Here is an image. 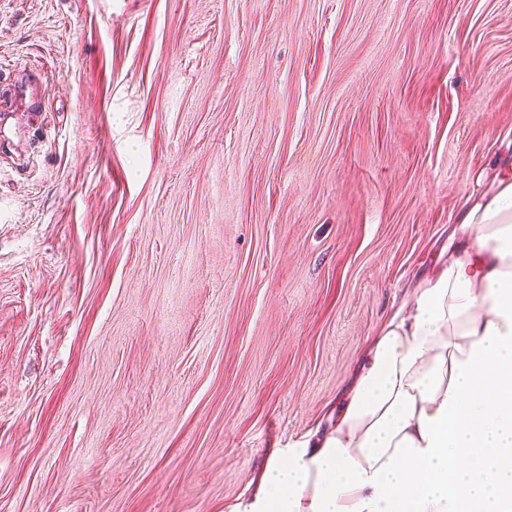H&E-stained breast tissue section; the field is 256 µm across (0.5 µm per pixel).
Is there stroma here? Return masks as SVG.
I'll return each instance as SVG.
<instances>
[{"label": "stroma", "mask_w": 512, "mask_h": 512, "mask_svg": "<svg viewBox=\"0 0 512 512\" xmlns=\"http://www.w3.org/2000/svg\"><path fill=\"white\" fill-rule=\"evenodd\" d=\"M0 512H246L512 171V0H0Z\"/></svg>", "instance_id": "obj_1"}]
</instances>
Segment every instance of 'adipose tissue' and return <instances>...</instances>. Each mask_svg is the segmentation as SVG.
Listing matches in <instances>:
<instances>
[{
    "instance_id": "1",
    "label": "adipose tissue",
    "mask_w": 512,
    "mask_h": 512,
    "mask_svg": "<svg viewBox=\"0 0 512 512\" xmlns=\"http://www.w3.org/2000/svg\"><path fill=\"white\" fill-rule=\"evenodd\" d=\"M454 238L247 512H512V178Z\"/></svg>"
}]
</instances>
